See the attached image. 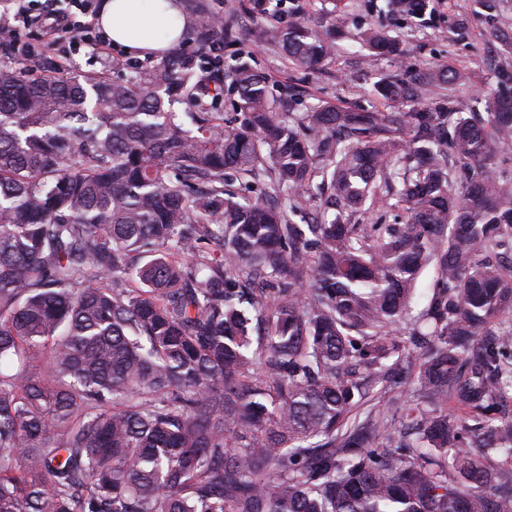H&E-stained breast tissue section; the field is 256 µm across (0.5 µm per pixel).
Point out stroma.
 Returning <instances> with one entry per match:
<instances>
[{"label":"stroma","mask_w":512,"mask_h":512,"mask_svg":"<svg viewBox=\"0 0 512 512\" xmlns=\"http://www.w3.org/2000/svg\"><path fill=\"white\" fill-rule=\"evenodd\" d=\"M382 3L353 0L348 24L335 38L334 55L317 69L300 70L289 66L284 51L268 40L266 31L298 19L328 30L330 19L323 0H283L280 13L272 17L253 16L251 0H213L215 11L223 14L232 28L228 53L242 55L273 88L284 83L292 86L285 111L303 112L318 101L329 100L353 110L398 112V105L378 95L374 87L401 65L412 79L448 67L458 76L455 88L463 111H484L482 94L494 84L496 70L512 68V0H495L490 10L472 7L469 0H437L432 15L421 20L386 15L380 10ZM370 26L382 28L396 39L403 58L382 55L364 63L366 49L360 34ZM44 40L37 24H18L11 40L0 38V66L52 71L63 63L71 70L91 73L116 59L130 72L143 64L142 59L120 56L108 42L100 48L74 46L70 34L63 30L51 50H43Z\"/></svg>","instance_id":"1"}]
</instances>
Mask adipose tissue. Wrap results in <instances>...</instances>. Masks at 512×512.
Returning <instances> with one entry per match:
<instances>
[{
	"label": "adipose tissue",
	"instance_id": "1",
	"mask_svg": "<svg viewBox=\"0 0 512 512\" xmlns=\"http://www.w3.org/2000/svg\"><path fill=\"white\" fill-rule=\"evenodd\" d=\"M97 20L114 49L137 58L163 57L192 27L178 0H105Z\"/></svg>",
	"mask_w": 512,
	"mask_h": 512
}]
</instances>
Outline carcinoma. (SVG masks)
I'll return each mask as SVG.
<instances>
[{"label":"carcinoma","mask_w":512,"mask_h":512,"mask_svg":"<svg viewBox=\"0 0 512 512\" xmlns=\"http://www.w3.org/2000/svg\"><path fill=\"white\" fill-rule=\"evenodd\" d=\"M182 2L193 48L131 75L0 69V365L45 358L0 371V512H512V69L483 112H279L210 0ZM268 36L295 68L334 49ZM396 376L401 429L352 420ZM435 279V271L433 267H427L419 276L416 283V295L413 303V313H417L428 302L432 293V283Z\"/></svg>","instance_id":"cac0c4a2"}]
</instances>
